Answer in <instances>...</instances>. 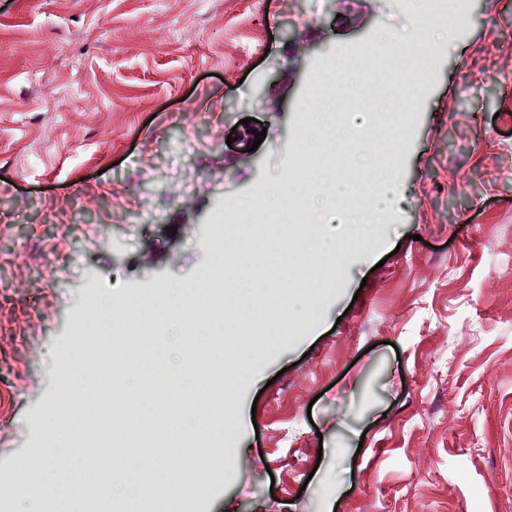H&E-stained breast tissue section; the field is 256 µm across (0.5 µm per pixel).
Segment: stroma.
I'll use <instances>...</instances> for the list:
<instances>
[{
  "label": "stroma",
  "mask_w": 512,
  "mask_h": 512,
  "mask_svg": "<svg viewBox=\"0 0 512 512\" xmlns=\"http://www.w3.org/2000/svg\"><path fill=\"white\" fill-rule=\"evenodd\" d=\"M400 20L392 0H0V496L28 491L52 407L85 425L60 370L117 355L153 382L134 418L178 402L161 346L81 350L75 312L96 287L197 286L198 212L287 183L321 50ZM413 110L403 203L254 355L225 438L247 462L205 476L199 512H512V276L491 264L512 254V0H467Z\"/></svg>",
  "instance_id": "1"
}]
</instances>
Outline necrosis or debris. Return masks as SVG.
I'll return each mask as SVG.
<instances>
[{
	"instance_id": "necrosis-or-debris-1",
	"label": "necrosis or debris",
	"mask_w": 512,
	"mask_h": 512,
	"mask_svg": "<svg viewBox=\"0 0 512 512\" xmlns=\"http://www.w3.org/2000/svg\"><path fill=\"white\" fill-rule=\"evenodd\" d=\"M425 3V21L417 32V51L409 53L377 40L368 48L365 58L355 63L364 75L365 84L395 105L392 114L372 113L370 127L351 136L349 147L353 150L367 141H377L380 149L377 170L392 163L411 122L409 93L422 89V72L439 48L430 35L431 30L450 29L465 7L464 0H425ZM338 81L335 60H327L315 70L305 99V125H321L328 133L342 125L344 117L336 109ZM342 163L335 150L321 143L301 151L288 168L289 193L285 204L274 205L269 191L258 188L247 198L249 223H241L239 206L234 200L218 205L212 229L205 239L208 260L199 274L204 290L188 305H177L173 320L137 318V310L153 300L152 293L146 289L132 290L131 303L110 310L105 308L102 295L92 297L89 308L74 323L75 336L90 337L101 343L120 336L154 340L168 335L170 323L175 320L181 326L183 342L173 377L202 365L210 369L207 384L185 392L179 402L165 406L169 422L165 431L159 432L153 426L128 419L122 411L114 413L111 427L95 426L90 440L99 450L98 462H105L114 448H189L193 454L188 458V472H213L221 468L223 459L219 449L224 445L223 432L233 425L232 413L226 405L233 400L247 368L239 362L236 349L225 344L222 332L212 333L205 342L200 338V329L230 320L242 340L257 350L266 347L260 326L238 315V253L246 251L254 275L261 278L268 267L270 250L279 246L287 250L296 264L287 284L275 289L270 299L277 306L278 323L296 330V323L288 319L293 303L305 298L309 284H331L341 274L336 255L314 249L317 236L313 200L323 192L325 172L335 170ZM231 240L237 242V249L228 248ZM216 348L224 351L223 363L211 360V352ZM192 411L198 412L199 417L195 430L187 432L182 428V421ZM111 509L112 512H186V500L182 495L156 489L149 478L144 477L134 496L114 499Z\"/></svg>"
}]
</instances>
